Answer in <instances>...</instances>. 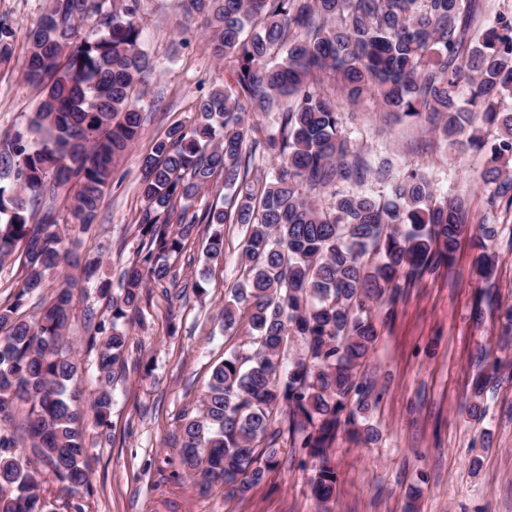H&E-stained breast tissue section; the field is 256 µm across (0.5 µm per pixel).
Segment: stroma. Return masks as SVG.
<instances>
[{"label":"stroma","instance_id":"stroma-1","mask_svg":"<svg viewBox=\"0 0 512 512\" xmlns=\"http://www.w3.org/2000/svg\"><path fill=\"white\" fill-rule=\"evenodd\" d=\"M142 48L151 67L142 86L140 137L116 163L94 228L81 234L82 254L101 261V278L116 282L136 256L135 226L144 209L139 163L155 141L187 123L194 104L228 74L201 32L180 33L173 0H143ZM46 0H0V21L12 30L0 55V138L26 128L43 97L24 79L28 33ZM355 150L368 161L391 158L395 167L421 168L439 195L469 202L464 234L452 259L401 289L392 319L364 371L378 402L370 443L340 430L331 446L336 493L330 512H512V213L486 205L481 173L486 151L440 141L426 124L385 123L375 102L352 105L333 91ZM497 228L499 264L493 286L472 270V237L478 224ZM206 229L187 240L172 262L178 287L151 286L144 315L127 323L129 350L112 389L107 430L88 427L90 486L69 496L43 478L44 512H318L309 479L292 448L279 466L245 496H227L223 485L195 491L179 461L180 416L197 407L214 364L242 348V331H225L221 308L237 278L244 235L224 227V263L205 266ZM73 315L68 340L78 351L82 394L94 393L96 356L86 348L88 312L109 314L94 282L72 280ZM491 373L480 416L469 414L472 379ZM480 459L472 469V459Z\"/></svg>","mask_w":512,"mask_h":512}]
</instances>
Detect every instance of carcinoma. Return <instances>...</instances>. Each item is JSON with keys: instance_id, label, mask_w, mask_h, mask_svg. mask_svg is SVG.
Masks as SVG:
<instances>
[{"instance_id": "1", "label": "carcinoma", "mask_w": 512, "mask_h": 512, "mask_svg": "<svg viewBox=\"0 0 512 512\" xmlns=\"http://www.w3.org/2000/svg\"><path fill=\"white\" fill-rule=\"evenodd\" d=\"M466 0H177L184 22L201 20L231 83L201 97L193 117L172 127L139 164L145 208L136 258L109 281L110 319L95 322L94 423L109 425L112 385L125 368L120 325L142 315L149 284L176 285L168 263L194 229L209 230L205 261L224 262V225L245 232L238 282L224 301V330L248 325L250 353L233 350L212 368L195 416L184 415L180 464L199 491L220 482L245 495L280 463V440L311 462L317 501L331 500L329 449L341 427L374 405L357 383L378 338L381 309L398 291L455 252L469 215L462 197L441 198L417 168L392 174L353 150L326 83L351 102L370 96L404 118L422 115L445 141L483 149L473 117L496 126L483 174L490 209L512 211V20L469 30ZM142 0H50L29 35L24 78L45 90L27 127L0 139V265L21 258L14 302L0 308V512H42L33 461L72 494L88 486L86 414L75 389L77 358L66 335L73 311L67 284L39 316L18 314L28 297L75 269L91 279L98 262L77 251L112 184L116 159L141 127L137 88L151 61L141 48ZM89 22L94 37H83ZM469 75V97L457 103ZM274 112L278 129L259 140L246 116ZM275 161L268 177L257 155ZM372 176L390 182L374 197L343 192ZM222 178L224 194L201 209L194 198ZM74 188L72 224L47 202ZM330 191L326 203L318 196ZM180 210H175L176 202ZM473 239L475 269L494 278L491 224ZM490 377L473 379L478 409ZM29 405L26 456L12 429ZM286 427L269 430L277 421Z\"/></svg>"}]
</instances>
